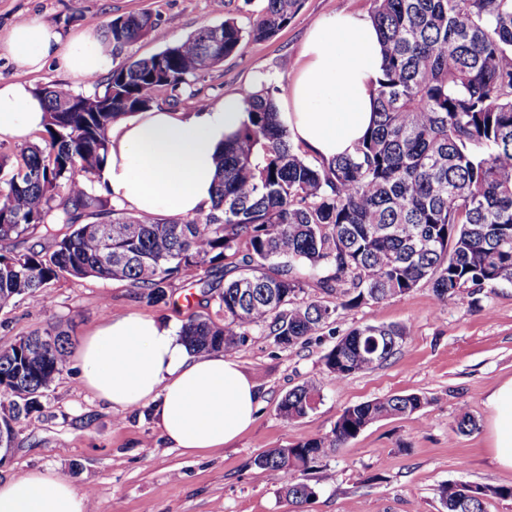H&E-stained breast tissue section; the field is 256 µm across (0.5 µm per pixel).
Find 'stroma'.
Instances as JSON below:
<instances>
[{
  "label": "stroma",
  "mask_w": 512,
  "mask_h": 512,
  "mask_svg": "<svg viewBox=\"0 0 512 512\" xmlns=\"http://www.w3.org/2000/svg\"><path fill=\"white\" fill-rule=\"evenodd\" d=\"M264 0H0V81H22L34 90L68 83L59 60L36 73L16 68L4 49L15 23L36 18L63 37L90 21L102 23L148 12L155 28L126 46L120 61L152 56L200 27L225 17L248 26ZM371 0H303L296 18L274 37L246 41L242 50L189 78L182 93L200 92L217 102L246 88L292 78L301 62L308 30L338 12L370 15ZM183 285L168 302L147 303L128 282L88 277L61 279L48 288L49 301L28 298L0 312V348L47 324H60L81 345L116 313L149 314L180 330L192 317L215 315L197 281ZM476 305L436 302L428 285L404 295L342 312L304 343L284 348L267 330H253L233 356L255 385L259 409L254 424L237 440L196 455L183 453L165 437L152 404L115 408L89 391L78 361L42 397L40 411L15 426V443L0 462V479H19L51 469L88 492L94 512H442L440 492L454 482L512 486V472L498 468L486 428L488 393L512 377V282L482 290ZM365 324L406 325L410 334L387 361L336 381L323 358L350 330ZM313 381L321 397L304 418L289 422L278 404L290 390ZM417 394L423 411L370 424L344 447L320 459L309 473L316 495L295 510L280 493L275 474H258L254 458L269 448L328 435L351 406L392 395ZM476 422L457 431L462 415ZM329 482H320L321 472Z\"/></svg>",
  "instance_id": "stroma-1"
}]
</instances>
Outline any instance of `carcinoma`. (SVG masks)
<instances>
[{"instance_id": "carcinoma-1", "label": "carcinoma", "mask_w": 512, "mask_h": 512, "mask_svg": "<svg viewBox=\"0 0 512 512\" xmlns=\"http://www.w3.org/2000/svg\"><path fill=\"white\" fill-rule=\"evenodd\" d=\"M303 0H265L248 27L234 17L203 26L147 58L114 68L103 89L84 96L63 84L39 91L46 102L44 146L24 148L0 200V312L38 297L60 278L127 281L149 303L167 300L182 272L224 271V287L198 280L224 324L191 317L182 341L194 353L235 350L253 329L293 347L342 311L401 296L421 283L436 300H464L468 288L512 281V0H372L384 48L375 89L377 119L350 155H300L277 118L279 87L245 93L247 120L216 157V197L192 218L137 216L109 207L94 183L106 162L112 124L175 92L288 26ZM156 26L148 12L106 25L112 55ZM56 212V221L47 217ZM89 222H83V218ZM40 242L29 244L32 235ZM336 297L306 302L310 286ZM409 327L362 325L324 356L341 381L391 357ZM67 331L49 324L0 349V434L66 369ZM320 388L305 383L279 404L305 417ZM417 394L349 407L331 434L270 448L256 470L280 474V493L300 509L315 496L308 471L368 425L420 411ZM441 491L444 512H485L489 498Z\"/></svg>"}]
</instances>
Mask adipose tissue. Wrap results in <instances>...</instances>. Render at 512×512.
<instances>
[{"label": "adipose tissue", "instance_id": "obj_1", "mask_svg": "<svg viewBox=\"0 0 512 512\" xmlns=\"http://www.w3.org/2000/svg\"><path fill=\"white\" fill-rule=\"evenodd\" d=\"M5 49L19 70L49 58L65 63L74 83L112 68L98 25L70 39L40 20L10 31ZM380 34L368 17L339 12L309 31L296 75L279 97L280 123L298 144L325 159L352 152L374 120V89L383 67ZM242 95L203 108H154L113 124L98 195L145 217L194 215L210 208L215 158L246 120ZM44 100L20 81L0 83V134L21 141L43 129ZM84 385L112 406L153 402L174 447L198 454L223 447L254 420L257 392L237 360L197 356L171 328L150 316L115 315L87 336L78 354ZM497 466L512 472V378L486 397ZM0 512H90L87 494L54 472L0 480Z\"/></svg>", "mask_w": 512, "mask_h": 512}]
</instances>
